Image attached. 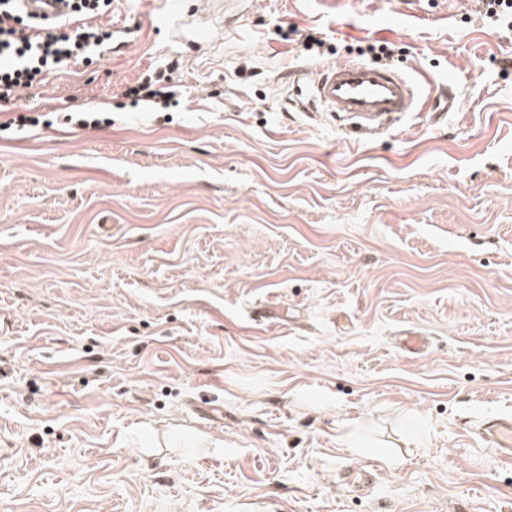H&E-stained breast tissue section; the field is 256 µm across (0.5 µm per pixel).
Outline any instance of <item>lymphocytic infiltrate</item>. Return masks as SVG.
Wrapping results in <instances>:
<instances>
[{"label":"lymphocytic infiltrate","instance_id":"obj_1","mask_svg":"<svg viewBox=\"0 0 512 512\" xmlns=\"http://www.w3.org/2000/svg\"><path fill=\"white\" fill-rule=\"evenodd\" d=\"M111 4L112 0H77L67 24L43 27L21 13L19 0H0V112L7 116L0 127L34 125V118L11 113L23 92L40 83L45 72L73 60L91 63L103 52L112 34L98 21ZM173 72L170 65L154 69L124 94L146 111H166L179 102Z\"/></svg>","mask_w":512,"mask_h":512}]
</instances>
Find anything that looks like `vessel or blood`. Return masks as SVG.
<instances>
[{"mask_svg":"<svg viewBox=\"0 0 512 512\" xmlns=\"http://www.w3.org/2000/svg\"><path fill=\"white\" fill-rule=\"evenodd\" d=\"M22 6L44 24L56 23L71 11L67 0H22ZM315 74L311 96L365 139L400 123L423 97L419 86L385 66L338 62L316 67ZM478 436L502 459L512 460V414L486 419Z\"/></svg>","mask_w":512,"mask_h":512,"instance_id":"1","label":"vessel or blood"}]
</instances>
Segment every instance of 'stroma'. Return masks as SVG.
<instances>
[{
  "mask_svg": "<svg viewBox=\"0 0 512 512\" xmlns=\"http://www.w3.org/2000/svg\"><path fill=\"white\" fill-rule=\"evenodd\" d=\"M193 2L113 0L0 131V512H512L473 434L512 413V39L474 0ZM379 40L454 108L369 140L302 109ZM173 60L178 107L124 105ZM99 114H103V112L74 109L69 112H64L63 120L65 124L81 129L98 128L104 123L111 125L112 121L108 118L100 119L98 117Z\"/></svg>",
  "mask_w": 512,
  "mask_h": 512,
  "instance_id": "obj_1",
  "label": "stroma"
}]
</instances>
